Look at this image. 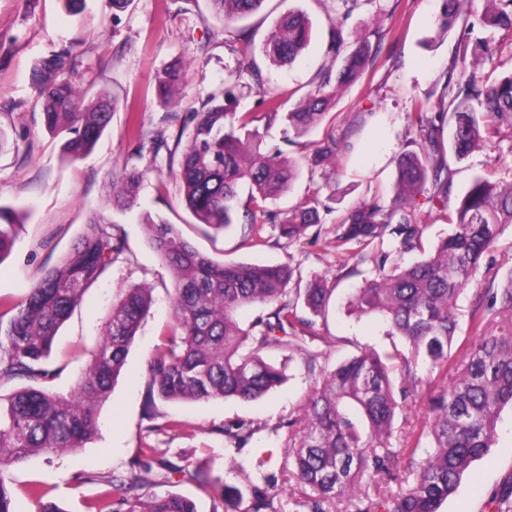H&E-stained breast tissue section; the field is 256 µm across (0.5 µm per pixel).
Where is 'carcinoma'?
<instances>
[{"label": "carcinoma", "instance_id": "1", "mask_svg": "<svg viewBox=\"0 0 512 512\" xmlns=\"http://www.w3.org/2000/svg\"><path fill=\"white\" fill-rule=\"evenodd\" d=\"M227 21L259 12L265 0H210ZM346 10L329 29L326 55L332 64L320 69L301 105L287 114L289 127L302 136L319 124L340 87L356 81L369 64L370 41L350 43L344 25L360 0H342ZM490 8L479 24L512 30V0H487ZM469 0H444L439 27L448 32L465 22L468 36L458 39L448 66L444 95L434 104L417 102L407 113L416 132L417 149L397 158L396 193L391 200L372 197L346 209L336 219L337 246L371 249L375 277L350 301L360 316L377 314L388 335L404 346L385 356L372 351L324 370L315 379L300 425L288 432V464L300 486L302 512H330L336 499L348 497L364 477L388 474L408 457L411 483L393 493L386 512H440L472 463L491 448L504 407L512 405V271L500 288H478L468 310L476 336L466 359L450 362L459 327V301L481 270H491L499 237L512 226V183L502 186L485 174L472 177L467 190L448 212L454 190L453 162L465 159L483 141L489 124L512 127V75L500 80L485 70L493 59L488 41L469 37ZM311 22L299 11L283 13L262 46L266 58L279 65L294 63L311 39ZM61 51L34 67L32 83L41 102L43 123L65 137L63 150L73 162L84 159L108 128L118 103L105 95L87 105L78 101L72 84L61 77ZM462 71L463 79L455 77ZM181 80L173 67L158 81V95L172 98ZM231 93L212 94L202 107L185 114L182 132L187 145L169 152L168 173L179 184L182 199L196 220L216 231L233 224L238 189L246 184L245 209L256 225L274 224L290 242L324 223L333 208L311 195L285 212L265 203L285 190L296 175L297 162L282 151L266 149L250 112L230 110ZM350 149L332 134L304 154L312 167L336 161ZM147 171L112 175V210L127 214L138 208ZM444 216L451 230L427 248L423 207ZM158 259L171 273L175 324L169 340L152 353L150 393L163 401L234 399L253 402L286 379V363L268 352L305 350V333L316 317L325 316L331 289L314 278L286 298L295 269L288 264H225L199 251L172 224L140 214ZM21 219L0 204V262L12 252ZM392 248L383 250L385 237ZM122 230L94 216L58 264L44 270L17 304L0 306V512H16L9 471L30 456L73 451L85 446L98 429L97 407L106 400L126 364L142 320L151 307L152 289L135 284L118 289L103 340L83 376L63 396L51 389L59 370L48 359L60 328L83 302L88 288L125 255ZM417 252L402 264L392 255ZM304 300L311 318L298 314ZM260 308L248 325L239 310ZM424 401L418 429L400 448H383L398 412ZM170 473L201 480L165 460L154 449L140 448L127 475H78L96 482L103 493L88 512H197L195 503L175 493L153 490V465ZM271 483L261 470L252 480L250 512L270 506ZM28 498L37 512H63L46 500L43 486L30 482Z\"/></svg>", "mask_w": 512, "mask_h": 512}]
</instances>
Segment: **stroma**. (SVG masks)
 I'll return each instance as SVG.
<instances>
[{"mask_svg": "<svg viewBox=\"0 0 512 512\" xmlns=\"http://www.w3.org/2000/svg\"><path fill=\"white\" fill-rule=\"evenodd\" d=\"M304 11L312 23L305 53L292 65L272 63L263 41L282 13ZM337 0H266L256 14L230 25L211 14L208 0H132L113 12L109 0H86L82 14L65 11L60 0H0V204L13 207L23 220L11 254L0 262V301L16 303L43 270L65 257L92 215L112 217L122 229L128 251L86 293L60 329L50 357L60 374L54 391L69 393L97 349L112 310L116 289L146 283L153 302L142 322L124 370L109 398L98 408L96 436L74 452H49L11 471L17 512H36L25 486L40 482L48 498L64 512H86L101 485L79 483V474H122L138 449L153 448L177 465L159 484L162 492L193 499L198 512H248L252 495L247 477L232 471L233 462L262 466L275 480V497L267 512H299L300 492L284 466L287 424L303 413L310 388L321 370L365 350L391 351L393 340L376 315H350L348 303L374 265L356 250L336 248L335 225L326 222L319 235L287 243L277 228L265 225L262 243L249 246L243 223L214 232L199 224L185 207L179 188L167 174L165 156H152L156 135L175 140L186 112L207 97L231 90L236 111L252 112L264 141L297 158L305 145L287 142L281 118L268 121L256 87L274 92L282 113L293 109L311 88L325 63L329 21ZM443 0H361L348 21L349 30L369 37L377 52L361 78L338 92L324 121L306 135L307 142L326 134L352 143L334 167L301 165L287 192L268 209L285 211L309 194L329 200L342 212L377 194L391 199L396 159L412 148L407 114L414 101L436 102L447 79L448 61L462 27L440 33ZM70 50L64 75L84 100L106 93L119 103L105 134L83 160H68L60 139L44 128L35 108L32 69L43 58ZM182 68L181 89L174 100H161L157 82L173 65ZM150 169L140 196L141 210L173 224L200 251L224 263H287L303 279L323 277L331 287L325 316L310 329L320 356L295 360L288 380L266 397L236 400L158 402L155 420L145 416L147 364L174 324L172 278L149 244L137 214L116 215L109 199L113 170ZM455 194H463L474 174L512 183V128L491 126L482 147L457 165ZM250 425L244 448L227 447L223 427ZM203 473V481L183 478V470ZM442 512H512V410L504 409L490 451L472 463Z\"/></svg>", "mask_w": 512, "mask_h": 512, "instance_id": "1", "label": "stroma"}]
</instances>
